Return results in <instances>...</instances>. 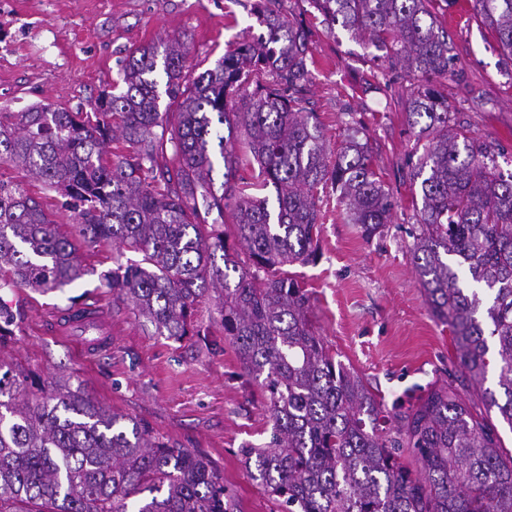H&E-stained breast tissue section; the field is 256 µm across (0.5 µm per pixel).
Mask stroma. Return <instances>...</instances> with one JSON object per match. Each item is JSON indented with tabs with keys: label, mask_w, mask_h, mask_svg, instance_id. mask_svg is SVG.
<instances>
[{
	"label": "stroma",
	"mask_w": 512,
	"mask_h": 512,
	"mask_svg": "<svg viewBox=\"0 0 512 512\" xmlns=\"http://www.w3.org/2000/svg\"><path fill=\"white\" fill-rule=\"evenodd\" d=\"M254 0H0V107L34 104L69 110L112 95L135 48L178 37L194 72L214 67L256 19ZM456 54L448 106L474 138L512 160V63L472 12L445 16ZM316 68L308 107L330 150L348 128L367 139L398 205L383 236L365 240L348 223L331 190L321 191L320 257L297 267L311 296L310 319L338 361L362 375L386 402L411 399L454 367L451 333L431 313L409 260L412 199L418 186L401 167L416 149L407 122V78L370 61L342 29L311 28ZM90 275L63 291L10 294L23 318L0 354L41 376L69 375L103 407L150 425L160 435L215 462L239 512H283L281 500L247 474L241 448L268 442L272 423L263 392L241 368L217 321L213 295L201 298L195 321L203 333L175 341L155 335L130 306L103 286L112 252H85ZM96 306L110 341L88 348L77 335H53L71 301Z\"/></svg>",
	"instance_id": "obj_1"
}]
</instances>
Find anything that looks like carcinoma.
I'll return each mask as SVG.
<instances>
[{
    "label": "carcinoma",
    "instance_id": "1",
    "mask_svg": "<svg viewBox=\"0 0 512 512\" xmlns=\"http://www.w3.org/2000/svg\"><path fill=\"white\" fill-rule=\"evenodd\" d=\"M440 1L451 2L305 0L321 23L411 80L408 123L427 140L405 163L421 194L409 256L452 333L461 376L434 382L407 408L387 405L335 359L309 319L307 290L284 270L319 258V186L339 191L346 220L367 240L396 205L359 129L328 157L306 107L308 10L255 0L258 32L196 75L184 72L176 39L138 47L121 69L122 90L88 111L0 107V163L73 212L63 230L35 192L0 178V293L61 291L89 273L82 249L110 247L104 286L156 335L180 340L214 292L224 336L272 421L269 442L241 449L244 466L287 512H512V453L489 420L495 409L512 428V170L449 110L441 86L454 56ZM474 10L512 60V0H475ZM232 92L240 106L229 112ZM270 186L273 200L262 195ZM127 252L141 259L125 263ZM17 317L0 297V349ZM67 318L83 334L100 329L85 308ZM405 449L419 468L400 461ZM0 512H235V502L196 450L104 408L69 376L44 379L0 359Z\"/></svg>",
    "mask_w": 512,
    "mask_h": 512
}]
</instances>
